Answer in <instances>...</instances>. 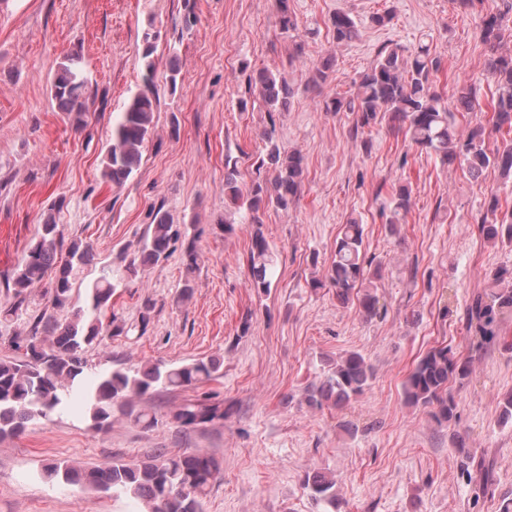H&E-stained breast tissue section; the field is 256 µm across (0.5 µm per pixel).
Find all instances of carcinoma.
Wrapping results in <instances>:
<instances>
[{"mask_svg":"<svg viewBox=\"0 0 512 512\" xmlns=\"http://www.w3.org/2000/svg\"><path fill=\"white\" fill-rule=\"evenodd\" d=\"M502 9L481 16L479 35L486 48L484 71L499 87L496 101L482 107L473 85L463 83L444 99L432 85V75L440 68V60L426 44L410 50L395 46L380 52L377 62L361 74L356 92L336 95L323 101L325 112H349L355 115L354 129L385 122L398 135L405 133L422 149L440 156L444 165L458 164L474 180L490 168L502 175H512V137L502 139L494 148L487 141L491 135L512 134V31L504 21L512 14V0H501ZM279 23L284 32L294 31L298 24L289 0H275ZM336 42H351L361 35L359 23L345 12L330 17ZM152 29L143 32L139 52L144 71L145 89L132 94L121 112L112 119V135L106 146L102 176L114 185L126 183L140 167L143 151L154 128L160 95L155 85L158 60ZM84 62L65 54L57 63L50 82V93L70 124L77 130L88 125L93 105L92 82L78 72ZM249 93L258 96L266 111L286 110L292 89L279 71L258 70L250 79ZM491 116L463 133L456 128L455 114L481 112ZM273 172L272 180L262 173ZM303 157L272 142L255 161L256 177L251 184H241L235 168L224 175V197L249 214V223H260L259 213L268 208L288 211L297 200L304 179ZM410 208V192L401 188L393 198V219L405 217ZM481 231L494 244L512 245V211L491 224L481 221ZM187 232L174 223L163 209L155 210L152 223L142 239L126 249L130 256L121 269L101 267L99 276L86 289L85 303L71 306L76 280L94 260L92 245L80 237L64 243L54 208L41 217L40 229L21 265L14 271L7 287L21 297L45 276H51L52 308L67 311L62 318L42 312L31 335L13 338L15 348L23 350L22 358L0 359V438L22 433L35 416H47L77 402L81 404L95 430L112 426V416L119 409L134 422L146 428L159 424L150 413L129 409L130 400L158 389L178 390L211 379L221 368L216 358L198 359L176 367L147 362L133 370L115 368L88 381L84 372L87 350L98 346L106 336H127L135 327L118 317L104 324L102 316L111 307L118 286L138 274L146 265L167 259L175 244ZM363 249V227L352 221L344 225L336 238L334 260L322 279L314 278L311 286H328L342 304L358 302L367 318L379 312L376 294L366 286L368 280ZM275 255L259 231L253 233L249 250V269L254 288L266 293L271 288ZM501 288L473 300L465 313V327L472 347L480 349L500 336V322L512 319V272L501 269L494 273ZM44 337L37 338L38 333ZM471 358H458L446 346L428 350L415 363L402 385L407 404L429 408L440 422H450L457 404L449 384L461 382L470 374ZM374 371L359 352H350L329 366L322 380L306 389L305 400L315 409L344 406L363 394L373 379ZM224 404L205 400H188L169 416V423L182 428L222 420ZM220 473L218 461L199 452L172 454L160 451L145 460H114L104 466L82 469L64 462L45 466L44 476L66 484L80 485L94 491H112L138 499L141 512H202V501ZM303 486L316 502L336 505L335 482L320 473L308 474Z\"/></svg>","mask_w":512,"mask_h":512,"instance_id":"cac0c4a2","label":"carcinoma"}]
</instances>
